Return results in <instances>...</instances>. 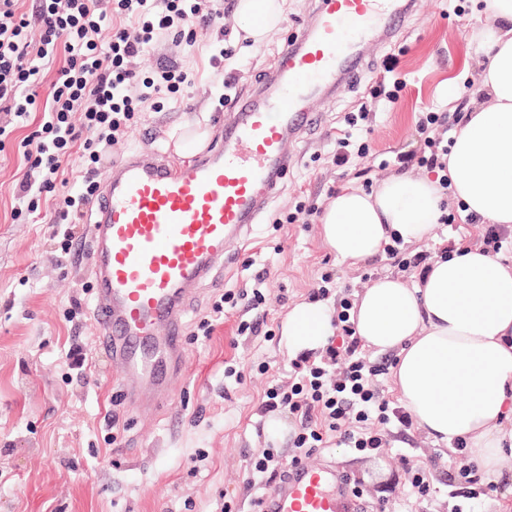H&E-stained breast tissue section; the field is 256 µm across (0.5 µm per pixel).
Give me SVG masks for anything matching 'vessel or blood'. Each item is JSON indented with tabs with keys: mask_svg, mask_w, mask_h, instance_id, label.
<instances>
[{
	"mask_svg": "<svg viewBox=\"0 0 512 512\" xmlns=\"http://www.w3.org/2000/svg\"><path fill=\"white\" fill-rule=\"evenodd\" d=\"M313 22L281 46L277 65L224 120L220 138L174 169L153 150L108 167L86 211L96 285V347L122 363L129 405L166 400L181 364L183 320L197 286L217 284L286 175V143L319 124L307 107L354 82L366 45L388 39L411 0H317ZM260 512H357L342 477L298 467L259 499Z\"/></svg>",
	"mask_w": 512,
	"mask_h": 512,
	"instance_id": "obj_1",
	"label": "vessel or blood"
}]
</instances>
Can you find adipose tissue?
Listing matches in <instances>:
<instances>
[{
	"label": "adipose tissue",
	"instance_id": "1",
	"mask_svg": "<svg viewBox=\"0 0 512 512\" xmlns=\"http://www.w3.org/2000/svg\"><path fill=\"white\" fill-rule=\"evenodd\" d=\"M236 13L257 46L285 0H238ZM481 14L482 70L448 155L449 188L411 174L371 191L342 186L320 219L341 260H367L395 237L426 242L454 207L512 231V0H482ZM427 265L415 282L387 274L357 290L351 321L363 347L394 352V389L418 428L438 445L464 440L483 481L501 487L496 512H512V262L459 243ZM332 320L325 302L295 305L282 327L289 354L320 352Z\"/></svg>",
	"mask_w": 512,
	"mask_h": 512
}]
</instances>
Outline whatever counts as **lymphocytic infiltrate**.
Wrapping results in <instances>:
<instances>
[{
	"label": "lymphocytic infiltrate",
	"instance_id": "f902f5d3",
	"mask_svg": "<svg viewBox=\"0 0 512 512\" xmlns=\"http://www.w3.org/2000/svg\"><path fill=\"white\" fill-rule=\"evenodd\" d=\"M223 13L213 8L200 14L190 0H112L111 10H102L99 0H35L24 11L22 0H0V112L24 120L36 102L29 86L35 84L42 62L63 57L64 64L46 100L38 130L27 136L23 157L30 170L18 187L28 212L37 209L38 196L53 188L63 175L62 158L74 145L88 151L91 168L83 176L77 196H66L74 219L98 190L96 165L101 161L100 143L123 134L131 113L149 98L150 92L179 90L186 81L173 61L157 66L150 92H143L127 63L162 35L181 37L183 27H210ZM135 23L137 36L126 25ZM73 112L83 113V131L69 121ZM443 117L423 113L417 131L425 150L397 156L401 167L418 164L439 170L441 187L446 176L449 147L434 131ZM348 299H340L334 318L335 336L318 356L299 355L295 365L300 376L290 388L273 386L266 392L265 411L287 408L299 421L292 438V452L282 456L268 448L250 458L247 487L256 482H275L301 465L303 457L324 448L328 436L361 454L380 453L385 432L408 431L413 419L402 407L391 406L374 379L384 366L361 357L360 341L350 322Z\"/></svg>",
	"mask_w": 512,
	"mask_h": 512
}]
</instances>
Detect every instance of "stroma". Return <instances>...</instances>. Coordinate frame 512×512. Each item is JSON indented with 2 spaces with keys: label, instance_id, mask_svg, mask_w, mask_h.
I'll return each mask as SVG.
<instances>
[{
  "label": "stroma",
  "instance_id": "obj_1",
  "mask_svg": "<svg viewBox=\"0 0 512 512\" xmlns=\"http://www.w3.org/2000/svg\"><path fill=\"white\" fill-rule=\"evenodd\" d=\"M315 9V0H288L284 23L257 47L237 39L230 8L219 21L222 34L200 28L177 41L159 38L132 62L139 80L153 79L164 57L176 61L187 80L179 92L154 94L131 115L126 134L107 148L110 161L147 147L186 166L174 149L186 127L220 135L236 102L260 85L278 48ZM480 9L479 0H413L404 29L365 49L359 81L310 101L322 127L291 144L293 160L261 223L247 241L231 244L238 259L223 284L199 288L185 317L186 376L157 410L128 406L119 365L95 346L87 225L67 228L56 221L88 159L69 151L62 162L67 186L42 193L36 212L23 215L17 197L25 171L22 143L36 130L38 115L8 135L0 152V512H257L263 489H246L245 455L271 445L288 448L284 438L268 442L261 412L269 386L295 379L282 336L288 311L309 300L326 272L338 292L351 294L387 273L409 282L415 275L402 265L415 249L408 244L399 245L397 255L383 251L355 266L340 260L322 239L318 212L344 184L369 190L399 172L396 156L423 146L416 131L422 112L450 121L464 112L467 83L477 79L482 59ZM390 58L408 86L396 100L372 98L371 86ZM348 114L358 116L354 138L370 151L345 168L334 154ZM312 206L316 214L307 215ZM485 232V225L461 220L441 224L418 249L432 254L459 241L480 245ZM262 272L268 336L239 334L241 321L255 317L243 304L203 333L201 321L211 318L224 292L252 288ZM230 360L240 380L225 379ZM404 453L430 469L432 493L425 502L408 493ZM462 459L414 428L405 443L387 435L378 455L332 444L303 463L331 465L356 479L369 512L381 502L386 512H454L456 501L441 475L449 461Z\"/></svg>",
  "mask_w": 512,
  "mask_h": 512
}]
</instances>
